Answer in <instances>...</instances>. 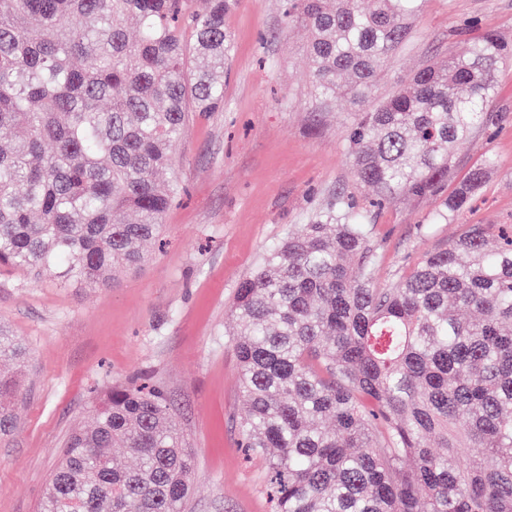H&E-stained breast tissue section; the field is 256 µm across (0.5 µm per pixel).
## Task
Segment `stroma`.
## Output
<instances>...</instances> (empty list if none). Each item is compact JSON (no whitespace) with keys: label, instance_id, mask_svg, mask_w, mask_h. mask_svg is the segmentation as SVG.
Instances as JSON below:
<instances>
[{"label":"stroma","instance_id":"1","mask_svg":"<svg viewBox=\"0 0 512 512\" xmlns=\"http://www.w3.org/2000/svg\"><path fill=\"white\" fill-rule=\"evenodd\" d=\"M512 44V0H424L402 51L377 78L386 97L427 61L464 53L468 35ZM224 109L195 117L174 148L184 192L142 270L97 290L35 280L0 267V322L28 348L17 426L0 437V512H39L50 473L91 404L113 386L147 378L167 393L196 458L183 512H271L267 467L239 448L246 411L230 335L235 289L267 248L299 230L337 193L355 188L345 103L318 107L306 32L288 27L282 0H239ZM490 129L476 130L448 168L456 188L468 170L495 163L465 221L431 223L430 199H400L375 217L382 245L376 284L457 237L465 224H512V60L497 72Z\"/></svg>","mask_w":512,"mask_h":512}]
</instances>
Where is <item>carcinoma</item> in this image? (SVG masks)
<instances>
[{
	"label": "carcinoma",
	"mask_w": 512,
	"mask_h": 512,
	"mask_svg": "<svg viewBox=\"0 0 512 512\" xmlns=\"http://www.w3.org/2000/svg\"><path fill=\"white\" fill-rule=\"evenodd\" d=\"M237 2L0 0V266L110 288L146 262L181 191L172 146L224 107ZM417 2L286 0L315 96L354 112L351 173L374 198L337 195L234 293L239 447L265 458L272 512H512V225L469 224L375 286L376 210L428 196L446 224L482 188L492 157L449 197L448 166L512 56L485 34L363 107ZM28 358L0 323V362L20 373ZM20 396L0 374L1 437ZM194 478L164 391L133 381L92 404L41 512H179Z\"/></svg>",
	"instance_id": "obj_1"
}]
</instances>
